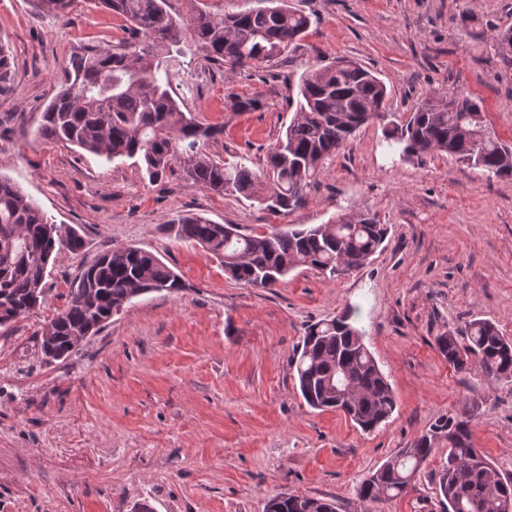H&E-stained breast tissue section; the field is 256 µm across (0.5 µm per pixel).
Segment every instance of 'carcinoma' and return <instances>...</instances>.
<instances>
[{"label":"carcinoma","instance_id":"carcinoma-1","mask_svg":"<svg viewBox=\"0 0 512 512\" xmlns=\"http://www.w3.org/2000/svg\"><path fill=\"white\" fill-rule=\"evenodd\" d=\"M34 7L60 15L69 0H33ZM215 16L195 6L174 15L169 0H101L123 16L134 41L92 47L73 57L60 90L42 113L37 138L76 146L108 160H136L151 182L178 162L201 187L255 200L274 215H286L306 202L323 162L337 154L361 126L383 121L387 88L355 61L338 59L308 68L299 79L294 108L283 138L255 171L226 165L202 150L224 135L182 109L174 82L184 81L189 62L183 40L192 34L195 50L232 68L263 62L299 40L310 18L287 0ZM494 42L501 61L512 68V28ZM385 139L404 159L431 152L448 154L471 168L498 177L512 176V146L485 123L481 102L467 94L437 92L419 102L404 125L385 129ZM169 231L201 245L219 258L224 272L250 288H272L297 267L331 278L362 267L387 237V227L363 212L327 224L287 231L241 232L237 224H216L199 215H178ZM84 239L52 217L11 179L0 176V327L38 309L51 262L61 250L79 253ZM180 275L149 251L121 247L88 262L68 292L65 308L39 337L47 361L77 351L73 337L98 333L133 298L150 292L177 293ZM438 352L458 370L477 364L488 380L512 386V337L485 318L466 324L458 336L436 338ZM291 365L305 403L316 410L343 412L363 432H372L395 412L397 400L345 312L309 324ZM467 416L442 417L429 431L402 448L357 489L367 507L406 492L420 467L448 439V456L438 477L443 512H512V476L502 475L472 447ZM266 512H336L331 500L280 494Z\"/></svg>","mask_w":512,"mask_h":512}]
</instances>
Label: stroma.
Wrapping results in <instances>:
<instances>
[{
    "mask_svg": "<svg viewBox=\"0 0 512 512\" xmlns=\"http://www.w3.org/2000/svg\"><path fill=\"white\" fill-rule=\"evenodd\" d=\"M288 4L311 24L272 60L232 68L192 55L176 92L199 120L223 126L205 147L211 158L262 168L300 75L341 57L383 81L391 120L406 122L430 93L465 92L512 144V69L493 40L512 26V0ZM465 10L479 20L469 37L457 23ZM127 36L126 21L99 0H71L60 19L30 0H0V45L12 62L0 83V175L85 241L80 253L57 254L43 305L0 327V512H134L144 500L154 512H264L278 494L364 512L357 488L368 474L440 416L465 413L474 448L512 474V389L454 368L435 344L478 317L512 337V177L446 154L402 159L374 122L325 160L305 206L275 216L202 188L177 163L152 183L131 160L36 140L73 55ZM237 98L261 107L236 111ZM366 211L389 232L362 268L330 279L303 266L272 288L231 279L167 230L178 214L247 233ZM126 246L173 267L184 290L132 299L77 353L45 361L37 338L82 265ZM350 309L397 398L371 433L343 412L309 408L290 365L308 324ZM439 446L407 492L373 512H441L447 440Z\"/></svg>",
    "mask_w": 512,
    "mask_h": 512,
    "instance_id": "obj_1",
    "label": "stroma"
}]
</instances>
